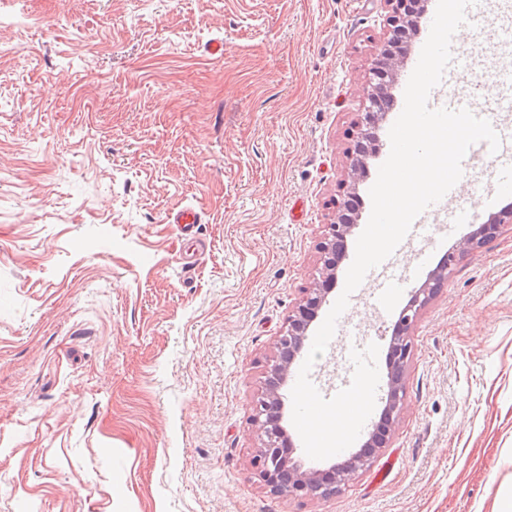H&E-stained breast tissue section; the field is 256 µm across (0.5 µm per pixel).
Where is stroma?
I'll return each mask as SVG.
<instances>
[{"label":"stroma","mask_w":512,"mask_h":512,"mask_svg":"<svg viewBox=\"0 0 512 512\" xmlns=\"http://www.w3.org/2000/svg\"><path fill=\"white\" fill-rule=\"evenodd\" d=\"M385 0H0V512H493L512 486V223L411 334L388 448L323 498L256 474L250 421L348 178ZM224 43L212 57L211 41ZM455 42L484 111L512 67L494 0ZM464 172L448 210L492 193ZM192 207L196 237L167 217ZM472 225L394 255L311 369L334 396ZM195 237V238H196Z\"/></svg>","instance_id":"35a3bbf8"}]
</instances>
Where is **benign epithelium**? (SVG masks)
<instances>
[{
	"label": "benign epithelium",
	"mask_w": 512,
	"mask_h": 512,
	"mask_svg": "<svg viewBox=\"0 0 512 512\" xmlns=\"http://www.w3.org/2000/svg\"><path fill=\"white\" fill-rule=\"evenodd\" d=\"M392 15L388 18L390 30L381 43L370 69L374 78L395 80L400 61L393 50L394 43L403 27L424 10V0H386ZM381 112L363 113L357 125L354 148L350 154L352 184L343 190L334 202L335 213L330 223L324 225L321 241L317 245L320 278L310 287L302 289V295L288 314L287 325L275 343V353L264 375L261 392L253 402L252 424L262 439L255 459L260 480L277 496L323 497L332 488H340L353 480L364 468L372 455L387 447L390 431L396 423L404 397V374L411 356L410 333L420 311L428 304L448 275L466 257L486 247L497 239L501 225L512 223V208L491 215L455 248L444 254L430 277L429 287L415 292L411 303L402 310L393 331L389 346V383L381 415L377 424L367 433L360 449L346 459L334 461L323 469H305L283 454V449L293 447L291 434L282 426L285 401L283 390L290 381L300 354L313 335L314 323L328 302L329 294L336 286L337 273L347 257V242L355 235L360 215L348 210V202L355 194L356 182L364 169L365 155L361 144L372 138V129L381 120Z\"/></svg>",
	"instance_id": "1"
}]
</instances>
